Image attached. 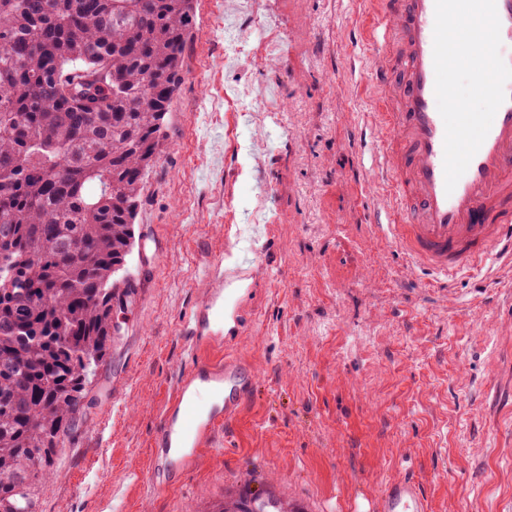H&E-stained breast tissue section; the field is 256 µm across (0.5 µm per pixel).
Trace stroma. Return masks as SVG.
I'll return each mask as SVG.
<instances>
[{"instance_id": "obj_1", "label": "stroma", "mask_w": 512, "mask_h": 512, "mask_svg": "<svg viewBox=\"0 0 512 512\" xmlns=\"http://www.w3.org/2000/svg\"><path fill=\"white\" fill-rule=\"evenodd\" d=\"M255 2L266 33L228 67L224 25L244 20L197 0L124 266L140 291L36 512H216L269 489L354 512L400 474L430 512H512V269L446 292L377 237L359 193L375 171L357 0ZM218 253L246 284L228 350L261 379L227 440L193 471L167 461L157 490L158 412L192 363L187 321Z\"/></svg>"}]
</instances>
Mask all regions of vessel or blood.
<instances>
[{
  "label": "vessel or blood",
  "mask_w": 512,
  "mask_h": 512,
  "mask_svg": "<svg viewBox=\"0 0 512 512\" xmlns=\"http://www.w3.org/2000/svg\"><path fill=\"white\" fill-rule=\"evenodd\" d=\"M362 40L372 50L376 135L373 153L385 169L368 221L429 272L436 287L457 273L500 261L512 266V81L489 132L459 178L445 187V125L435 95V0H364ZM501 55L512 65V0H496ZM210 274L215 287L187 323L195 361L163 405L154 445L192 465L240 411V397L259 381L224 352V260ZM369 512H429L408 476L390 480Z\"/></svg>",
  "instance_id": "vessel-or-blood-1"
}]
</instances>
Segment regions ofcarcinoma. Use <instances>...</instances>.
<instances>
[{"mask_svg":"<svg viewBox=\"0 0 512 512\" xmlns=\"http://www.w3.org/2000/svg\"><path fill=\"white\" fill-rule=\"evenodd\" d=\"M194 0H0V508L34 505L112 345L126 224ZM217 512H288L243 492Z\"/></svg>","mask_w":512,"mask_h":512,"instance_id":"obj_1","label":"carcinoma"}]
</instances>
